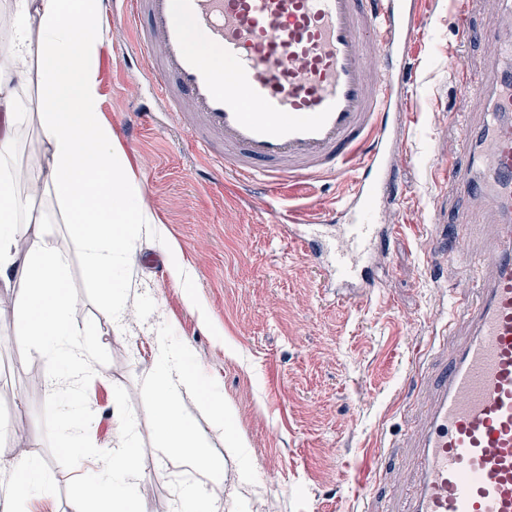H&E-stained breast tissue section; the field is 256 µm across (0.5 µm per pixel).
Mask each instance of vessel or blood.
<instances>
[{
    "instance_id": "obj_1",
    "label": "vessel or blood",
    "mask_w": 512,
    "mask_h": 512,
    "mask_svg": "<svg viewBox=\"0 0 512 512\" xmlns=\"http://www.w3.org/2000/svg\"><path fill=\"white\" fill-rule=\"evenodd\" d=\"M119 18L155 78L168 111L190 104L195 142L223 148L215 162L235 179L278 185L326 175L349 179L348 223L326 249L306 232L304 251L331 256L340 288L374 287L367 263L399 225L379 221L376 202L391 112L402 90L396 66L414 16L402 0H124ZM200 34L224 55L213 68L190 46ZM457 91L480 107L461 125L471 168L444 178L487 201L486 268L476 298L414 438L419 467L407 512H512V65L481 86L465 59L451 66Z\"/></svg>"
}]
</instances>
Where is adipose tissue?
I'll use <instances>...</instances> for the list:
<instances>
[{
    "label": "adipose tissue",
    "mask_w": 512,
    "mask_h": 512,
    "mask_svg": "<svg viewBox=\"0 0 512 512\" xmlns=\"http://www.w3.org/2000/svg\"><path fill=\"white\" fill-rule=\"evenodd\" d=\"M15 11L21 26L13 41L0 47V285L22 290L15 339L48 360L49 383L66 396L51 427L65 447L80 448L88 426L80 395L86 380L97 374V362L90 329L70 318L75 300L67 257L36 201L51 193L68 215L70 235L100 292L103 315L116 328L125 317L129 254L154 217L141 202L140 186L111 125L100 118L101 0H15ZM30 26L39 32L37 42L27 37ZM31 60L38 68V127L46 149V162L37 167L16 161V87ZM150 387L169 456L203 469L209 480L205 487L184 486L176 512H223L210 491L222 485L223 474L206 453V439L184 415L182 400L185 393L198 394L226 452L240 456L247 443L233 427L232 408L205 380L190 348L165 336L156 339ZM107 472V480L89 477L82 483L90 512H145L138 448L127 423L119 425ZM41 481L33 459L11 464L7 482L17 512H25Z\"/></svg>",
    "instance_id": "obj_1"
}]
</instances>
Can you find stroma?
<instances>
[{
	"mask_svg": "<svg viewBox=\"0 0 512 512\" xmlns=\"http://www.w3.org/2000/svg\"><path fill=\"white\" fill-rule=\"evenodd\" d=\"M122 8V0H103L102 114L155 222L135 243L126 318L116 329L102 316L65 213L45 195L68 257L71 317L95 327L91 341L102 373L86 383L82 401L95 424L86 447L74 450L51 431L62 397L49 387L42 355L14 340L19 289L0 288V468L12 463L16 425L25 423L28 452L40 462L51 496L49 505L33 502L31 512H88L80 478L101 471L122 416L134 427L140 483L156 491L146 512H173L183 483L197 474L169 460L156 429L149 377L155 339L165 333L187 344L219 384L246 439L244 457L228 456L198 396L184 395L185 413L209 440V457L223 463L233 512H395L416 476L411 442L433 395L425 383L432 353L455 297L477 285L452 254L457 220L467 218L463 228L477 254L482 227L494 219L486 202L456 195L438 177L458 150V115L475 110L473 100L456 94L447 66L465 56L472 77L485 80L501 59L497 45L461 42L448 0H416L414 44L401 63L408 93L393 105L400 149L385 170L397 191L378 201L382 223L401 231L375 253L376 286L362 300L328 287L270 207L274 193L299 204L296 223H347L346 179L271 189L209 179L188 123L165 111L130 30L112 23ZM140 114L147 123L128 135L129 121ZM169 239L211 322L199 320L172 281Z\"/></svg>",
	"mask_w": 512,
	"mask_h": 512,
	"instance_id": "obj_1",
	"label": "stroma"
}]
</instances>
